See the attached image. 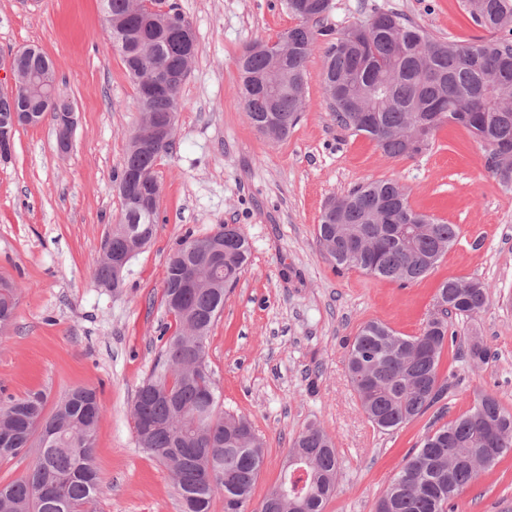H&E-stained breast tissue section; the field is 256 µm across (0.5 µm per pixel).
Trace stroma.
Wrapping results in <instances>:
<instances>
[{
  "mask_svg": "<svg viewBox=\"0 0 512 512\" xmlns=\"http://www.w3.org/2000/svg\"><path fill=\"white\" fill-rule=\"evenodd\" d=\"M164 4L190 23L198 51L173 147L154 168V237L112 290L91 264L122 215L115 178L139 122L137 87L112 46L102 0H0V55L41 48L78 115L68 153L45 122L19 128L0 159V276L19 295L15 327L0 338V397L40 391L52 405L73 388H96L104 408L97 512H179L168 470L135 444L131 406L160 358L162 333L176 328L163 301L169 256L186 234L236 224L251 258L211 328L207 361L222 410L246 415L265 441L251 501L279 483L291 440L314 421L333 438L341 468L324 512H375L405 456L476 393H495L512 411V191L488 174L482 148L460 126L442 125L414 159L387 157L367 136L337 127L321 82L323 39L309 57L300 122L286 139L269 140L243 111L238 59L250 43L275 42L294 26L282 0ZM376 9L396 10L439 40L492 37L466 20L460 0H332L327 24H360ZM382 179L403 187L415 211L460 230L435 270L405 287L336 272L316 243L329 198ZM455 277L489 290L483 312L453 318L457 344L479 337L492 358L476 364L445 349L448 394L438 410L397 430L373 427L350 382L348 342L373 319L419 334L440 283ZM457 504V512H512V457L481 472Z\"/></svg>",
  "mask_w": 512,
  "mask_h": 512,
  "instance_id": "1",
  "label": "stroma"
}]
</instances>
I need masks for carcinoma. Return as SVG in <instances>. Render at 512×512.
Wrapping results in <instances>:
<instances>
[{
  "instance_id": "cac0c4a2",
  "label": "carcinoma",
  "mask_w": 512,
  "mask_h": 512,
  "mask_svg": "<svg viewBox=\"0 0 512 512\" xmlns=\"http://www.w3.org/2000/svg\"><path fill=\"white\" fill-rule=\"evenodd\" d=\"M112 15V46L129 75L142 84L135 66L137 34L149 32L151 16L131 14L129 0H103ZM467 20L495 40L443 42L393 10L372 17L383 24L367 36L324 25L331 0H284L298 20L278 38L292 51L277 71L264 50L247 54L241 96L250 123L264 135L282 140L301 119L307 104V63L320 36H331L321 73L336 123L373 140L385 155L413 158L428 151L434 132L446 123L467 129L485 151L486 169L512 191V0H462ZM160 73L178 74L183 58L171 42L156 57ZM182 84L150 98L139 97L141 112H177ZM20 109L19 97L0 92V120ZM422 124L431 134L410 141ZM167 137L141 152L126 150L117 189L137 174L133 189L144 197L160 194L154 167L170 150ZM336 209L323 210L317 225L320 253L336 270L358 269L376 278L414 283L432 272L459 235L446 224L414 211L405 190L392 180L359 184L334 198ZM157 209L122 211L102 252L92 264L94 279L112 283V254L135 240L130 229L153 236ZM250 251L236 224H218L201 237H185L169 258L164 303L177 324L164 342L151 375L139 387L132 406L137 447L171 474L182 512H210L224 496V512H244L264 460L263 442L242 415L220 408L206 362L209 332L224 307V296L245 270ZM214 263L212 275L223 287L192 288L181 307L172 305L174 269L184 261ZM436 307L416 336H405L378 321L358 329L349 345L347 368L367 420L389 431L426 414L447 394L439 364L456 331L448 317H472L484 311L489 293L476 279L449 278L436 293ZM18 290L0 278V335L13 325ZM473 362H484L490 347L468 343ZM102 405L96 390H71L46 412L41 393L0 399V461L33 452L26 476L0 483V512H97L101 481L94 464L96 428ZM512 455V412L489 392L476 395L457 418L432 430L405 460L376 501L375 512H456L455 499L479 473ZM302 459L306 473L283 471L253 512H324L340 474L336 448L317 424L293 438L288 457Z\"/></svg>"
}]
</instances>
